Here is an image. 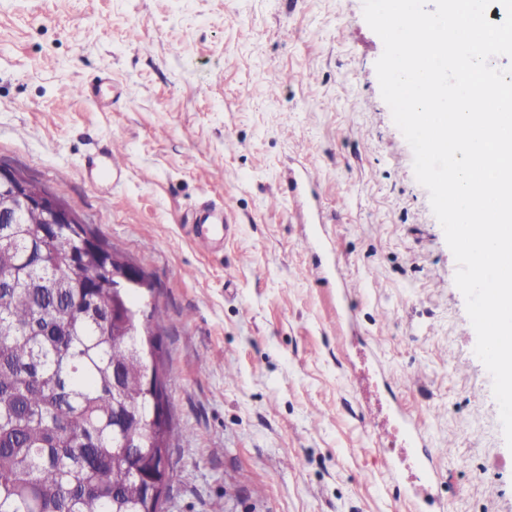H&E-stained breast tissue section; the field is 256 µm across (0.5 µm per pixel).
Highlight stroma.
<instances>
[{
	"instance_id": "obj_1",
	"label": "stroma",
	"mask_w": 512,
	"mask_h": 512,
	"mask_svg": "<svg viewBox=\"0 0 512 512\" xmlns=\"http://www.w3.org/2000/svg\"><path fill=\"white\" fill-rule=\"evenodd\" d=\"M363 0H0V162L152 277L166 512H409L373 423L435 446L422 512H512V450L457 263L381 96ZM106 80L102 100L77 94ZM74 94H66V87ZM123 144L119 180L89 157ZM347 286L305 273L302 166ZM223 204L235 236L193 227Z\"/></svg>"
}]
</instances>
